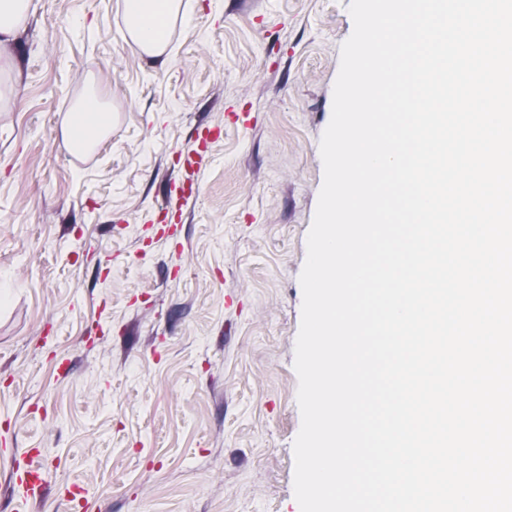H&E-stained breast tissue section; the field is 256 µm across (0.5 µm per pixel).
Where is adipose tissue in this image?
Returning a JSON list of instances; mask_svg holds the SVG:
<instances>
[{"instance_id":"adipose-tissue-1","label":"adipose tissue","mask_w":512,"mask_h":512,"mask_svg":"<svg viewBox=\"0 0 512 512\" xmlns=\"http://www.w3.org/2000/svg\"><path fill=\"white\" fill-rule=\"evenodd\" d=\"M183 12V0H123L125 30L132 43L155 59L166 54L169 28ZM112 127V114L91 101L71 112L66 125V141L74 150L98 145Z\"/></svg>"}]
</instances>
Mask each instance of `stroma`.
Listing matches in <instances>:
<instances>
[{"label": "stroma", "mask_w": 512, "mask_h": 512, "mask_svg": "<svg viewBox=\"0 0 512 512\" xmlns=\"http://www.w3.org/2000/svg\"><path fill=\"white\" fill-rule=\"evenodd\" d=\"M349 3L183 0L159 61L122 0H33L0 56V512H300L299 277ZM95 95L112 132L77 154ZM112 127V112L95 101L81 104L70 113L66 141L72 150H90L98 145Z\"/></svg>", "instance_id": "obj_1"}]
</instances>
